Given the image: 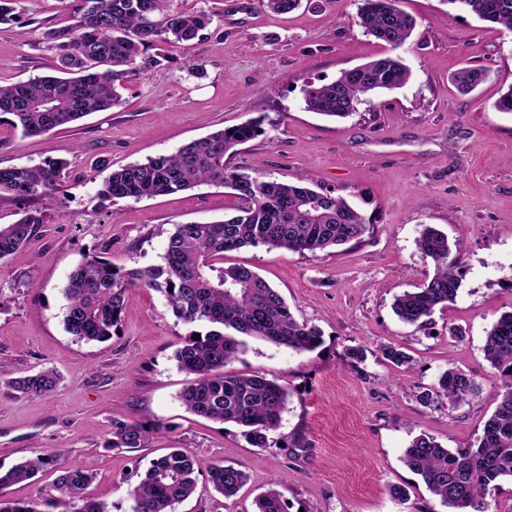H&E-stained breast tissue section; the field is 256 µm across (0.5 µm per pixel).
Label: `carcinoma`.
Returning a JSON list of instances; mask_svg holds the SVG:
<instances>
[{
	"instance_id": "obj_1",
	"label": "carcinoma",
	"mask_w": 512,
	"mask_h": 512,
	"mask_svg": "<svg viewBox=\"0 0 512 512\" xmlns=\"http://www.w3.org/2000/svg\"><path fill=\"white\" fill-rule=\"evenodd\" d=\"M174 0H81L74 22L53 27L45 42L54 51L57 75L31 77L0 84V118L24 137L40 136L120 103L118 89L132 75L163 65L164 57L149 53L159 42L188 45L212 23L205 12L187 13ZM301 0H258L276 13H289ZM356 23L385 43L389 52L333 80L310 82L303 89L304 108L330 118H344L367 95L403 86L410 77L397 50L411 37L415 20L399 8L400 0H361ZM462 11L512 30V0H448ZM166 14L158 25L153 17ZM490 75L485 66L457 72L452 82L469 93ZM264 133L262 121L217 130L182 144L172 154L150 156L112 171L99 190L106 200L152 198L189 190L202 184L225 185L236 191L237 214L208 224H176L168 238L164 263L149 267L116 266L103 256L84 258L61 289L66 331L80 341L105 342L120 322L126 295L132 288L164 294L175 317L207 331L181 339L174 352L187 382L179 400L191 413L246 428L252 445L262 448L268 434L281 427L288 393L258 374L228 371L246 346L258 337L296 352H313L324 343L314 325L296 320L287 302L257 272L245 265L224 266V253L265 245L313 255L360 241L370 222L344 198L289 183L261 173L230 171L227 156ZM69 163L49 158L37 166L0 168V193L9 194L22 217L0 224V260L16 255L44 223L43 212L30 208L39 201L58 202L56 192ZM434 264L423 284L394 297L392 308L404 322L423 326L436 309L455 301L462 286L457 255L459 238L426 224L417 241ZM383 357L396 367L411 364L403 350L381 346ZM486 360L497 372V407L485 421L477 446L450 450L426 432L404 449V465L419 475L447 512H490L488 495L500 483L512 481V311L502 313L487 331ZM59 383L46 369L12 379L8 386L25 396L41 397ZM480 386L471 375L450 367L437 386L419 395L427 405L443 397L451 408L476 396ZM166 428L146 429L138 423L112 422L107 448H145ZM56 474L53 492L33 502L0 500V512H108L104 502L85 495L95 472L87 461H62L55 452H38L8 470H0V487L27 481L38 473ZM205 470L215 491L229 499L245 485L248 474L239 464H204L184 448H172L153 460L132 486V512H175L176 505L195 491L197 474ZM257 512H286L275 486L256 501Z\"/></svg>"
}]
</instances>
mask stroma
Listing matches in <instances>:
<instances>
[{"label":"stroma","mask_w":512,"mask_h":512,"mask_svg":"<svg viewBox=\"0 0 512 512\" xmlns=\"http://www.w3.org/2000/svg\"><path fill=\"white\" fill-rule=\"evenodd\" d=\"M79 0H19L0 23V83L47 75L48 28L70 24ZM178 10L213 18L188 46L161 45L163 66L132 77L118 106L48 134L24 137L0 125V167L70 163L60 204L16 256L0 261V467L40 450L89 461L87 496L109 512H131L129 490L153 459L183 448L205 462L242 464L247 484L230 499L200 473L176 512H254L277 484L287 512H445L401 457L427 432L445 448L476 445L494 412L500 384L484 357L486 332L512 310V114L494 104L512 85V31L452 7L448 0H401L416 27L400 54L411 70L402 87L331 120L303 107V86L333 79L386 52L356 25L359 0H301L279 15L257 0H176ZM483 65L491 74L468 94L454 73ZM264 133L229 158V170L255 169L281 181L304 177L345 198L371 222L361 242L315 255L263 245L225 253V265L256 271L324 343L298 353L259 338L233 363L288 392L282 426L266 447L241 427L188 412L178 399L187 377L174 351L192 326L162 293L131 289L106 342L66 332L61 289L84 253L116 265L160 264L174 225L233 214L232 190L203 184L173 194L104 200L103 180L119 167L174 153L183 143L252 119ZM464 240L462 287L428 328L402 322L394 297L433 274L416 240L423 225ZM407 352L395 367L379 347ZM366 359L350 366L346 348ZM457 367L475 378L477 397L458 409L423 405L421 389ZM53 368L61 381L41 398H23L8 380ZM168 423L150 447L106 448L116 421ZM406 489L405 501L390 489Z\"/></svg>","instance_id":"1"}]
</instances>
